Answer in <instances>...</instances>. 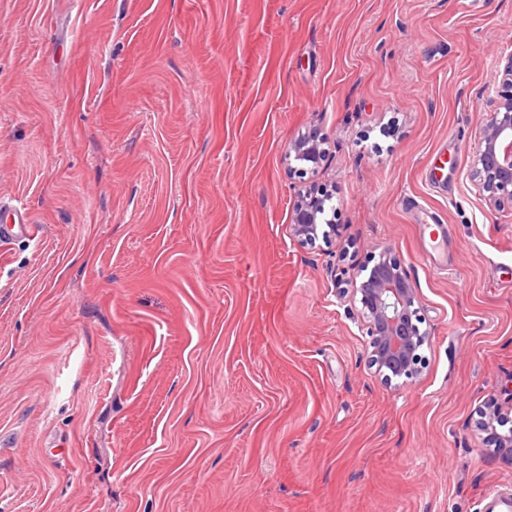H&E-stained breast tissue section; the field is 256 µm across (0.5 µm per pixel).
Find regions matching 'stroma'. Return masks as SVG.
Segmentation results:
<instances>
[{
	"instance_id": "1",
	"label": "stroma",
	"mask_w": 512,
	"mask_h": 512,
	"mask_svg": "<svg viewBox=\"0 0 512 512\" xmlns=\"http://www.w3.org/2000/svg\"><path fill=\"white\" fill-rule=\"evenodd\" d=\"M511 55L512 0H0V201L43 228L0 244V512H474L512 485L479 431L512 399V203L472 177ZM313 125L325 158L289 175ZM312 185L336 232L303 245ZM385 245L430 332L389 384L344 289ZM322 194V195H321ZM332 195L328 193H306L299 196L296 201L291 217V236L301 243H313V240L319 238L321 232L322 238L329 237L328 231L323 230V224L334 231L335 224L332 219H326L328 209L334 214L335 208L330 206Z\"/></svg>"
}]
</instances>
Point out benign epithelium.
I'll use <instances>...</instances> for the list:
<instances>
[{
    "mask_svg": "<svg viewBox=\"0 0 512 512\" xmlns=\"http://www.w3.org/2000/svg\"><path fill=\"white\" fill-rule=\"evenodd\" d=\"M327 140L321 129L312 126L288 143V169L302 175L315 170L324 154ZM473 175L477 186L488 193L489 203L512 201V93L500 99L483 119L481 147L474 159ZM332 195L306 193L299 196L291 217V236L301 243H313L328 237L336 225L326 218L332 209ZM328 230H323L322 226ZM348 285L352 300L359 302L371 339L368 363L387 384L399 378L419 374L418 351L428 342L430 332L421 328L420 300L417 286L409 272L397 261L387 246L382 247L372 266L353 272ZM501 408L484 420L481 431L494 441L492 453L512 461V430L497 431Z\"/></svg>",
    "mask_w": 512,
    "mask_h": 512,
    "instance_id": "obj_1",
    "label": "benign epithelium"
}]
</instances>
